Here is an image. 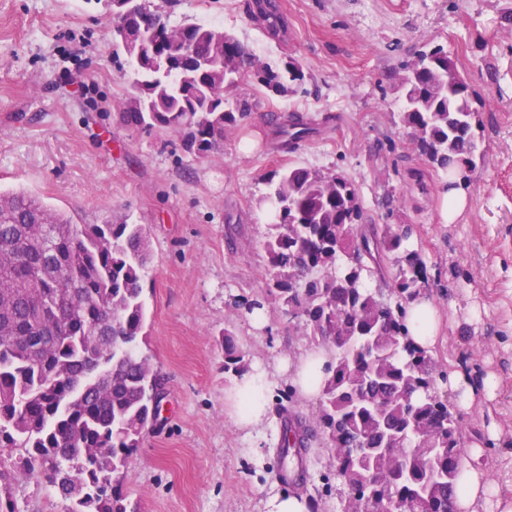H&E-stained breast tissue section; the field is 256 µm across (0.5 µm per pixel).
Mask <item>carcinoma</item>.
Here are the masks:
<instances>
[{
    "label": "carcinoma",
    "instance_id": "1",
    "mask_svg": "<svg viewBox=\"0 0 512 512\" xmlns=\"http://www.w3.org/2000/svg\"><path fill=\"white\" fill-rule=\"evenodd\" d=\"M157 29L153 63L133 64L128 129L179 136L197 158L245 126L252 103L216 94L236 73L271 97L304 92L294 59L255 65L234 35L199 22L171 26L140 0V18L112 16L118 30ZM403 124L420 155L456 174L477 150L480 100L437 44L402 65ZM309 123L292 114L279 125L285 146L304 140ZM260 203L270 210L264 243L266 296L304 317L330 361L317 426L346 489L341 512H453L462 429L433 387L438 365L408 343L407 304L427 280L412 229L364 224L344 177L292 166L267 177ZM394 256L390 297L366 287ZM143 225L126 219L74 224L23 190L0 193V481L10 464L54 488L66 512H127L120 479L145 430L157 426L167 381L140 350L146 321L143 277L151 260ZM224 373L248 370L224 331ZM315 431L283 426L280 462Z\"/></svg>",
    "mask_w": 512,
    "mask_h": 512
}]
</instances>
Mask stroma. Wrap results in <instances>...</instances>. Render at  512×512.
Listing matches in <instances>:
<instances>
[{"label":"stroma","instance_id":"stroma-1","mask_svg":"<svg viewBox=\"0 0 512 512\" xmlns=\"http://www.w3.org/2000/svg\"><path fill=\"white\" fill-rule=\"evenodd\" d=\"M172 24L222 20L263 60L296 59L305 95L268 99L251 78L243 132L204 158L175 135L119 121L131 62L112 46L101 0H0V192L38 195L76 224L130 217L147 225L149 355L168 379L162 425L147 432L121 479L129 512H266L296 495L310 512H340L342 488L324 436L305 453L303 484L285 483L278 442L284 415L314 423L319 403L300 395L282 365L314 346L303 318L261 292L268 215L257 202L271 171L301 164L354 185L368 224H408L426 264L424 291L445 316L433 356L500 380L495 399L449 403L461 446H483L492 493L512 494V0H274L272 34L254 0H150ZM447 47L482 96L469 205L452 224L439 209L442 174L401 122L403 63L426 43ZM313 135L294 148L275 135L288 115ZM424 175L425 189L411 180ZM231 331L249 366L271 383L264 432L245 439L224 403L233 375L219 340ZM499 438L489 441L490 425ZM8 481L16 512H65L26 471Z\"/></svg>","mask_w":512,"mask_h":512}]
</instances>
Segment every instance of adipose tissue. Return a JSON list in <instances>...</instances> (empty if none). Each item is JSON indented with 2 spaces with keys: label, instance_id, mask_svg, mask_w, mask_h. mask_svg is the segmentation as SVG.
<instances>
[{
  "label": "adipose tissue",
  "instance_id": "1",
  "mask_svg": "<svg viewBox=\"0 0 512 512\" xmlns=\"http://www.w3.org/2000/svg\"><path fill=\"white\" fill-rule=\"evenodd\" d=\"M406 325L409 339L415 346L427 352L433 350L441 334L442 321L428 295H418L409 304ZM328 358L326 350L315 348L288 363V377L302 396L319 397ZM269 386L264 373L253 371L237 378L227 392L231 416L246 435L259 432L264 425ZM448 387L457 393L459 407L466 410L473 406L477 396L493 395L497 383L490 376L473 379L468 368L461 364L449 374ZM487 504L494 505L496 512H512V497H491L479 465L462 464L456 480L455 512H479L480 507Z\"/></svg>",
  "mask_w": 512,
  "mask_h": 512
}]
</instances>
